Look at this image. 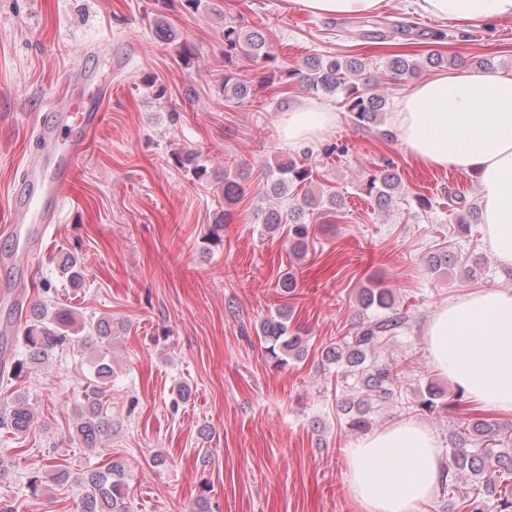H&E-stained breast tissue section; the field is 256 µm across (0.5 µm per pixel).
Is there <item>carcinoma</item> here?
<instances>
[{
    "instance_id": "cac0c4a2",
    "label": "carcinoma",
    "mask_w": 512,
    "mask_h": 512,
    "mask_svg": "<svg viewBox=\"0 0 512 512\" xmlns=\"http://www.w3.org/2000/svg\"><path fill=\"white\" fill-rule=\"evenodd\" d=\"M224 57L227 61L271 60L267 37L262 28L246 29L233 23L224 25ZM419 65L400 52L391 55L388 76L400 79L415 75ZM288 79H296L312 93L338 96L348 113L351 123L358 128H370L381 124L387 99L377 90L379 82L369 68L359 59L347 56L314 58L299 69L286 72ZM263 83L253 84L237 79L233 74L224 75V97L252 104L263 97ZM394 164L386 163L381 169L369 174L362 184L363 194L383 209L389 205L393 194L399 190L401 179ZM311 178V168L303 162L290 159L279 163L269 171L258 199L282 198L288 188L306 185ZM241 176H224V200L237 201L242 195ZM462 204L457 223L465 233L477 223V205L465 203V198L456 197ZM343 197L337 191L315 194L306 189L297 203L288 209V223L292 224L293 251L301 254L306 249L309 225L305 216L317 212L325 216H336L342 212ZM257 220L273 229L283 222L279 210L256 207ZM460 264L456 253L442 247L427 259L428 269L437 273ZM63 270L69 273L70 281L77 287L82 281L81 262L70 254L65 256ZM359 304L373 315L365 316L355 327L351 336L343 337L336 346L325 351V359L342 365L349 376L356 380L355 395L340 402L338 408L346 416L348 428L364 432L371 425V402L386 399L397 388L396 382L405 374L410 362H380L376 354L387 342L403 332L409 323L408 310L397 305L392 292L376 286L365 287L359 293ZM29 314L15 331L16 341L21 343V357L7 351L0 352V382L9 386L18 381L30 369L56 352L84 345L89 337H80L72 329L68 313L48 312L41 302L28 303ZM286 315L266 320L261 328L265 342V354L276 367L288 364V360H301L307 352L306 334L299 328L288 330L284 322ZM93 385L85 393V402L78 414L75 437L86 448L95 446L99 436L112 427L102 402L106 386L112 380V364L102 353L94 359ZM467 404L462 388L449 396L439 387L429 384L419 391L410 408L420 414L439 415ZM34 423V407L30 398L21 392L12 397L5 411H0V429L18 435L30 430ZM451 460L444 486L451 492L458 489L459 481L466 477L473 482L471 489L458 492V512H512V429L495 422L475 418L462 423L449 436ZM83 487L78 502V512H129L125 469L122 463L113 461L105 468L95 467L85 471L81 477Z\"/></svg>"
}]
</instances>
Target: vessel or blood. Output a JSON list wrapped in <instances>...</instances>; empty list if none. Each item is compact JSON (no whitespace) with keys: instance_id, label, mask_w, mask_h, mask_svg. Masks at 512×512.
<instances>
[{"instance_id":"1","label":"vessel or blood","mask_w":512,"mask_h":512,"mask_svg":"<svg viewBox=\"0 0 512 512\" xmlns=\"http://www.w3.org/2000/svg\"><path fill=\"white\" fill-rule=\"evenodd\" d=\"M68 110L72 118V140L69 152L71 164L56 162L58 137L55 128L36 124L32 136L38 144V156L21 173L20 182L26 189L24 203L16 206L8 221L12 224H46L52 222L65 187L74 176V159L85 151L92 132L103 120V112L92 98L70 96Z\"/></svg>"}]
</instances>
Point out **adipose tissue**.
Masks as SVG:
<instances>
[{
    "label": "adipose tissue",
    "instance_id": "1",
    "mask_svg": "<svg viewBox=\"0 0 512 512\" xmlns=\"http://www.w3.org/2000/svg\"><path fill=\"white\" fill-rule=\"evenodd\" d=\"M305 14L372 16L385 0H292ZM408 9L467 26L512 19V0H407ZM337 116L304 101L281 113L291 146L320 142ZM389 121L402 152L431 169L476 177L484 242L512 269V78L493 70L441 72L398 98ZM433 367L460 385L476 407L512 415V291L483 288L451 299L427 329ZM347 485L361 512H419L446 470L436 436L415 421L368 434L346 451Z\"/></svg>",
    "mask_w": 512,
    "mask_h": 512
}]
</instances>
